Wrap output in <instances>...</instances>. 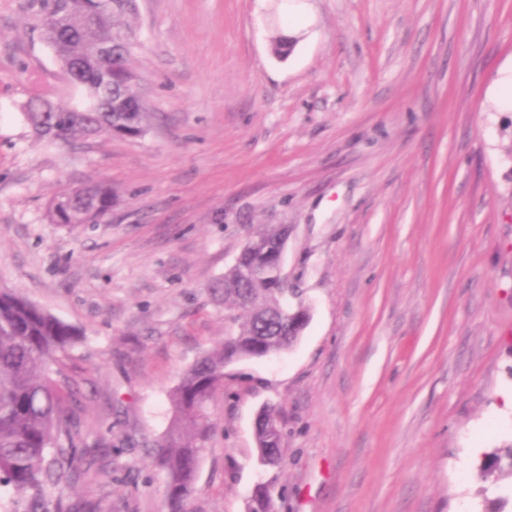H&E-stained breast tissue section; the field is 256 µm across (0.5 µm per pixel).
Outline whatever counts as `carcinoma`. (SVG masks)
I'll list each match as a JSON object with an SVG mask.
<instances>
[{"label":"carcinoma","instance_id":"1","mask_svg":"<svg viewBox=\"0 0 512 512\" xmlns=\"http://www.w3.org/2000/svg\"><path fill=\"white\" fill-rule=\"evenodd\" d=\"M129 5L130 0H114L111 15L99 20L97 0H43V39L82 100L62 103L34 89L25 114L37 138L73 145L102 133L143 132L145 112L131 90L135 75L128 42L108 46L113 16ZM112 200V187L104 183L88 185L84 194L62 191L50 202L48 217L72 228L93 224L112 208ZM261 259L262 250L247 247L210 287L237 331L189 366L173 391L172 422L155 457L166 476L168 512H183L193 490L208 439V402L224 382V367L291 348L309 324L305 306L282 304L287 289L244 276ZM246 302L254 312L243 311ZM77 341L74 327L18 295L0 292V487L31 491L25 512H66L58 503L49 508L46 491L79 473L90 453L73 445L77 422L62 396L67 383L50 376V367ZM255 438L263 464H280L282 431L275 409L258 423ZM504 472L512 478V443L480 465L483 480L493 484Z\"/></svg>","mask_w":512,"mask_h":512}]
</instances>
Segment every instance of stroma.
<instances>
[{
	"label": "stroma",
	"instance_id": "stroma-1",
	"mask_svg": "<svg viewBox=\"0 0 512 512\" xmlns=\"http://www.w3.org/2000/svg\"><path fill=\"white\" fill-rule=\"evenodd\" d=\"M40 0H0V291L74 326V442L90 469L51 498L167 512L155 444L183 372L235 326L209 286L258 229H290L280 356L224 369L185 512H488L512 481V0H135L139 137L38 140L33 86L75 90ZM298 42L273 54L278 35ZM105 182V224L69 229L61 190ZM276 408L279 466L254 420ZM503 459L507 460V475L512 479V444H510L504 450H495L480 465V474L484 481H491L493 485L496 484L504 470Z\"/></svg>",
	"mask_w": 512,
	"mask_h": 512
}]
</instances>
